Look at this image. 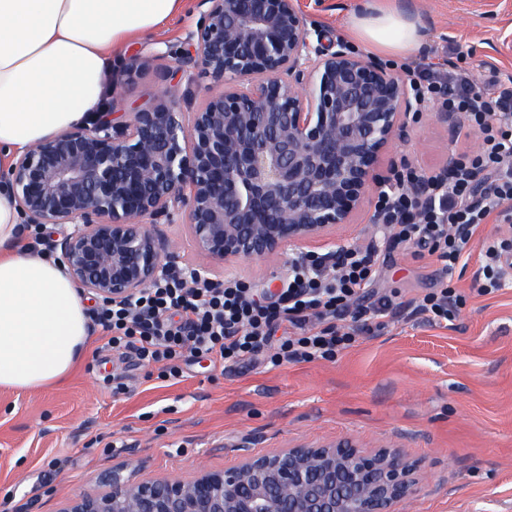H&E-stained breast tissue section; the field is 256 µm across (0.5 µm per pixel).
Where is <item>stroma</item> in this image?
Listing matches in <instances>:
<instances>
[{
	"label": "stroma",
	"instance_id": "35a3bbf8",
	"mask_svg": "<svg viewBox=\"0 0 512 512\" xmlns=\"http://www.w3.org/2000/svg\"><path fill=\"white\" fill-rule=\"evenodd\" d=\"M362 3L297 0L309 29L341 42L346 19ZM409 7L423 21L426 46L407 65H395L397 74L447 59L479 82L484 61L501 77L512 76V0H411ZM199 19L187 0L184 18L113 58V111L153 107L168 90L191 108L202 105L216 88L213 78L199 71L187 80L175 59ZM144 48L155 57L123 74L127 55ZM479 145L474 137H451L431 106L394 140L382 165L406 159L436 169ZM481 249V238L472 240L466 266L455 272L466 302L453 325L404 311L332 362L228 372L200 359L181 379L163 381L90 336L84 359L63 384L0 388V512H60L65 496L105 492L102 478L117 467L138 480L188 478L201 468L237 466L247 452L338 438L367 450L396 443L425 461L422 490L406 512H512V287L472 289ZM294 255L288 247L229 273L266 297ZM438 269L428 258L394 255L379 287L405 302L434 288ZM113 374L124 377L125 393L102 387V377Z\"/></svg>",
	"mask_w": 512,
	"mask_h": 512
}]
</instances>
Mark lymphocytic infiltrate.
<instances>
[{
    "instance_id": "1",
    "label": "lymphocytic infiltrate",
    "mask_w": 512,
    "mask_h": 512,
    "mask_svg": "<svg viewBox=\"0 0 512 512\" xmlns=\"http://www.w3.org/2000/svg\"><path fill=\"white\" fill-rule=\"evenodd\" d=\"M409 87L448 112L466 117L460 136L478 138L477 150L457 155L448 175L426 178L423 168L392 165L374 208L384 226L370 242L344 250L335 268L321 254H298L277 299L262 303L251 285L230 276L216 283L194 268L161 276L127 303L102 304L88 313L113 351L155 368L160 379H179L188 358L205 357L225 369L334 360L364 333L386 328L395 311L378 295L387 255L430 256L443 278L436 291L410 300L428 323L454 321L463 297L452 284L469 243L489 216L512 221V86L497 77L477 83L470 72L428 63L409 68ZM478 292L512 285V235L483 240Z\"/></svg>"
}]
</instances>
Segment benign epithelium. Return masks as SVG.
<instances>
[{
	"instance_id": "7a95c632",
	"label": "benign epithelium",
	"mask_w": 512,
	"mask_h": 512,
	"mask_svg": "<svg viewBox=\"0 0 512 512\" xmlns=\"http://www.w3.org/2000/svg\"><path fill=\"white\" fill-rule=\"evenodd\" d=\"M201 22L178 57L222 83L191 112L165 94L112 108L17 157L8 181L24 223L69 227L50 240L71 278L131 299L174 270L159 224L188 225L199 268L261 260L353 221L388 174L381 158L426 102L385 65L311 36L296 0H197ZM422 462L350 441L246 454L224 471L136 481L65 500L62 512H403Z\"/></svg>"
}]
</instances>
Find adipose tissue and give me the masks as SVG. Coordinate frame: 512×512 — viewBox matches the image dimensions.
<instances>
[{
    "label": "adipose tissue",
    "instance_id": "ef3b65f1",
    "mask_svg": "<svg viewBox=\"0 0 512 512\" xmlns=\"http://www.w3.org/2000/svg\"><path fill=\"white\" fill-rule=\"evenodd\" d=\"M185 0H0V173L35 143L88 124L112 92V58L181 14ZM363 47L396 60L426 41L395 0H367L346 20ZM21 215L0 182V388L66 381L89 338L65 264L20 250Z\"/></svg>",
    "mask_w": 512,
    "mask_h": 512
}]
</instances>
